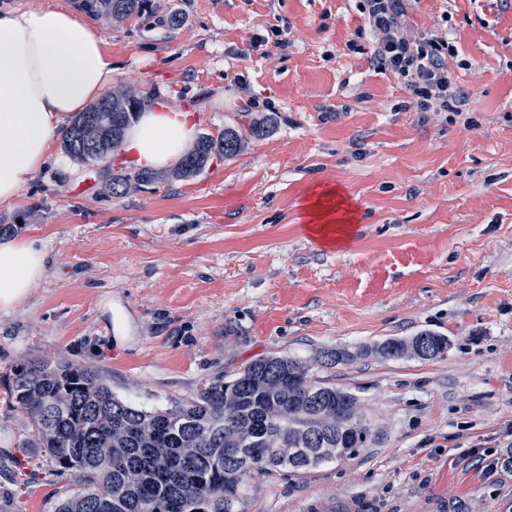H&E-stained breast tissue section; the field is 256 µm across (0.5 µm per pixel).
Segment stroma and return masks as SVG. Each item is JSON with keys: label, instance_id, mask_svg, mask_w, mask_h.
<instances>
[{"label": "stroma", "instance_id": "35a3bbf8", "mask_svg": "<svg viewBox=\"0 0 512 512\" xmlns=\"http://www.w3.org/2000/svg\"><path fill=\"white\" fill-rule=\"evenodd\" d=\"M362 4L149 0L120 24L89 16L113 89L197 111L215 136L252 113L276 122L188 180L118 198L99 165L69 158L0 209L48 265L0 314V512H45L75 483L29 447L7 397L15 365L89 364L151 408L270 354L356 395L369 435L345 461L248 478L246 512H512V6L410 0L416 29L454 43L469 93L465 112L425 119L371 69ZM317 183L356 210L345 246L305 229ZM422 331L448 337L446 357L360 353ZM334 348L353 360L320 367Z\"/></svg>", "mask_w": 512, "mask_h": 512}]
</instances>
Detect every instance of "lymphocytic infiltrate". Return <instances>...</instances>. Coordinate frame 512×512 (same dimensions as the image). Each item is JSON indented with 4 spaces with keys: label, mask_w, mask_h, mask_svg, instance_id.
Listing matches in <instances>:
<instances>
[{
    "label": "lymphocytic infiltrate",
    "mask_w": 512,
    "mask_h": 512,
    "mask_svg": "<svg viewBox=\"0 0 512 512\" xmlns=\"http://www.w3.org/2000/svg\"><path fill=\"white\" fill-rule=\"evenodd\" d=\"M362 13L371 65L402 81L409 107L422 113L459 111L468 94L448 69L446 54L453 51V44L436 32L415 31L406 0H363Z\"/></svg>",
    "instance_id": "lymphocytic-infiltrate-1"
}]
</instances>
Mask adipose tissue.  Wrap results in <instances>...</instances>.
<instances>
[{
	"label": "adipose tissue",
	"instance_id": "1",
	"mask_svg": "<svg viewBox=\"0 0 512 512\" xmlns=\"http://www.w3.org/2000/svg\"><path fill=\"white\" fill-rule=\"evenodd\" d=\"M112 82L105 40L62 7L0 13V206H13L33 176L56 162L62 126L100 99ZM193 113L146 106L118 150L124 164L160 170L194 141ZM308 231L325 245L347 244L355 221L340 188L314 191ZM47 274L39 239L0 242V313L10 314Z\"/></svg>",
	"mask_w": 512,
	"mask_h": 512
}]
</instances>
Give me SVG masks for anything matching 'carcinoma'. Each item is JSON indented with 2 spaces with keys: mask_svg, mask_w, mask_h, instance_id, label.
Segmentation results:
<instances>
[{
  "mask_svg": "<svg viewBox=\"0 0 512 512\" xmlns=\"http://www.w3.org/2000/svg\"><path fill=\"white\" fill-rule=\"evenodd\" d=\"M145 2L80 0L79 8L119 23L141 13ZM144 105L130 90L104 96L65 128V152L82 163L107 160ZM272 128V116H252L248 135L235 128L218 138L201 135L170 171L113 173L106 189L123 196L163 180H187L213 157L233 158L247 137ZM425 336L435 348L430 358L448 355V337ZM413 340L390 338L364 352L411 358ZM8 398L31 427V447L80 482L76 492L48 502L47 512H242L247 477L282 468L307 473L341 462L369 434L352 393L313 377L308 365L286 355L255 359L163 408L119 399L96 368L71 360L21 364Z\"/></svg>",
  "mask_w": 512,
  "mask_h": 512,
  "instance_id": "carcinoma-1",
  "label": "carcinoma"
}]
</instances>
